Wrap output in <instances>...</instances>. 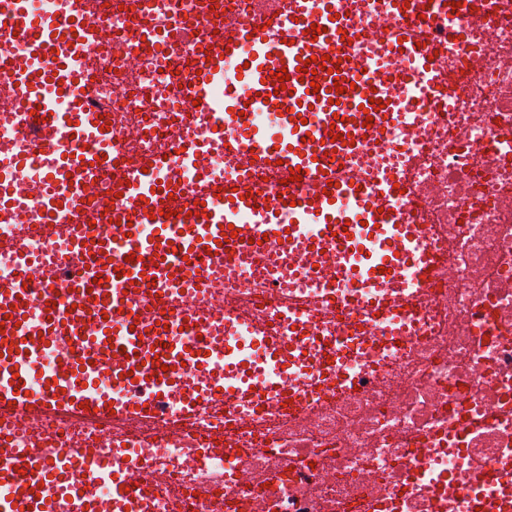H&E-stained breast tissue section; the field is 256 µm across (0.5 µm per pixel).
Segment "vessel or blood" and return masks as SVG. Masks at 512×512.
<instances>
[{
	"mask_svg": "<svg viewBox=\"0 0 512 512\" xmlns=\"http://www.w3.org/2000/svg\"><path fill=\"white\" fill-rule=\"evenodd\" d=\"M84 0H68L66 13L34 19L27 0H0V12L11 19L0 31V46L10 31L29 33L27 59L12 62L11 78L17 84L15 101L20 115L19 134L27 157L47 159L44 212L61 216L80 208L87 187L112 173V189L122 195L101 219L107 228L100 235L74 229L68 251L58 259L70 286L64 314L56 290L32 278L34 262L23 259L16 272L0 280V406L39 410L78 411L80 405L98 413L150 417L165 391L171 371L180 366L210 363L204 341L192 335L158 339L144 335L148 311H135L133 299L149 294L154 285L176 286V269L190 262L206 272L216 262L248 259L254 266L266 262L265 228H285L280 244L300 243L312 263L341 253L346 263L337 277L353 271L359 287L382 282L380 267L401 274L414 264L422 282L433 272L427 254L416 252L415 238L400 224L392 208L400 195L397 176L374 182L352 179L346 160L387 146L390 112L385 88L391 78L378 56L362 65L347 62L352 47L342 40L353 16L340 13L339 0H295L293 18L282 22L275 14L225 29L220 40L198 36L191 57V83L182 97L193 102L205 119L223 115L224 121L209 136L185 141L181 164L194 179L196 190L184 195L177 182L160 183L159 171L167 165L163 155L147 157L143 170L126 173L118 168V136L106 128L92 110L82 90L87 74L74 69L72 59L82 57L94 44L95 29L84 25ZM445 0H391L398 21L374 31L376 41L391 55L413 60L418 72L433 73L432 57L439 45L427 41L426 20ZM329 56L339 62V74L319 68L300 73L306 59ZM290 79L279 83L278 72ZM278 112L279 130L272 133L257 122L260 114ZM341 140H334V133ZM225 144L229 158L247 155V167L272 171L280 178L275 190L261 187L242 194L232 183L214 190L209 172L198 162L213 141ZM301 180H292L293 171ZM151 232L141 233L140 225ZM120 247L115 267L100 268L92 260L95 250ZM122 317L111 320L112 311ZM73 352L69 362L49 374L40 394H31L28 381L45 353L59 338ZM125 347L128 355L118 376L139 387L141 374L152 379L149 391L134 401L104 402L93 389L99 374L85 355L87 348ZM72 449H58L52 465L26 455L0 458V512H54L52 475L69 470ZM40 485L38 497L28 499L14 491L16 479ZM87 483H107L113 498L128 505L132 494L112 472L110 462L94 459L85 469Z\"/></svg>",
	"mask_w": 512,
	"mask_h": 512,
	"instance_id": "b4317fda",
	"label": "vessel or blood"
}]
</instances>
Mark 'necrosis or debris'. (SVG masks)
<instances>
[{
	"instance_id": "1",
	"label": "necrosis or debris",
	"mask_w": 512,
	"mask_h": 512,
	"mask_svg": "<svg viewBox=\"0 0 512 512\" xmlns=\"http://www.w3.org/2000/svg\"><path fill=\"white\" fill-rule=\"evenodd\" d=\"M91 0V17L109 21L96 51L75 61L96 77L95 101L109 112L127 167L165 152L162 179L192 188L176 152L188 124L174 104L189 75L191 47L159 53L136 32L149 23L183 30L207 16V31L245 21L260 0ZM432 31L449 33L435 69L442 85L427 92L426 76L385 60L396 119L392 150L370 162L352 160L369 181L384 169L403 171L421 208L400 201L404 223L436 265L430 283L413 270L374 293L403 301L394 313L362 305L352 282L339 281L338 302L325 278L302 257L279 254L268 272L241 263L217 266L190 298L197 331L208 342H231L253 367V385L273 380L260 402L226 409L211 391L194 402L203 371L191 384L173 378L164 411L153 420H53L36 410L0 411L10 445L41 459L55 449L94 448L137 487L134 512H512V0H490L481 20L467 7L437 15ZM29 40L14 35L0 51V163L24 151L10 109L11 60ZM460 95L449 101L447 82ZM44 162L28 160L14 175V219L0 221V279L12 274L24 224H42ZM309 332L291 338L293 323ZM295 341L310 360L291 373L269 363L253 334ZM345 340L339 368L350 384L323 385L314 363ZM306 386L297 403L289 388ZM73 467L58 477L55 512H112L111 489L86 497L72 486Z\"/></svg>"
}]
</instances>
